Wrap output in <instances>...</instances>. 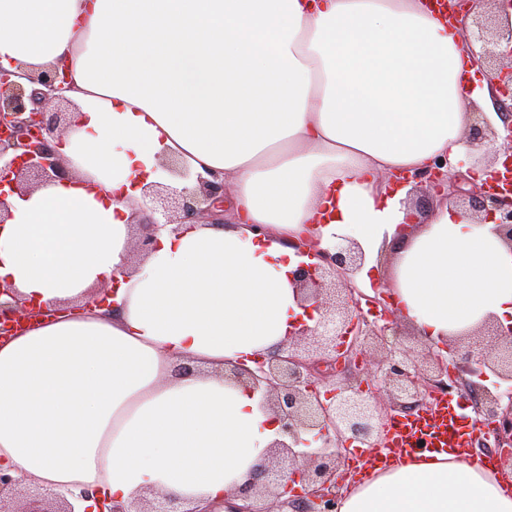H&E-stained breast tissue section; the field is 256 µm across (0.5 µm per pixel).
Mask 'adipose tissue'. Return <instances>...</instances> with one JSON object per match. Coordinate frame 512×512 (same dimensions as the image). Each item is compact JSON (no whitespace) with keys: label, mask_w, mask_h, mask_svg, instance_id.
<instances>
[{"label":"adipose tissue","mask_w":512,"mask_h":512,"mask_svg":"<svg viewBox=\"0 0 512 512\" xmlns=\"http://www.w3.org/2000/svg\"><path fill=\"white\" fill-rule=\"evenodd\" d=\"M65 64L71 179L10 197L0 284L44 317L0 345V466L76 512L149 491L222 512L275 439L224 365L300 312L293 241H400L390 287L427 345L512 323V249L439 204L407 234L390 180L458 162L490 98L460 30L425 0H0V65ZM230 185L223 224H171L141 271L133 204L161 154ZM192 359L201 373L172 367ZM86 489L98 499H82ZM340 512H512L494 472L437 454L355 487Z\"/></svg>","instance_id":"adipose-tissue-1"}]
</instances>
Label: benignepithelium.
I'll use <instances>...</instances> for the list:
<instances>
[{
  "instance_id": "benign-epithelium-1",
  "label": "benign epithelium",
  "mask_w": 512,
  "mask_h": 512,
  "mask_svg": "<svg viewBox=\"0 0 512 512\" xmlns=\"http://www.w3.org/2000/svg\"><path fill=\"white\" fill-rule=\"evenodd\" d=\"M489 1L492 10L482 12L477 5ZM464 27L468 45L480 43L473 53L476 63L489 76L494 88L492 97L501 103L512 99V22L505 18L512 10V0H445L443 6L454 10ZM40 88L26 92L16 80V72L0 66V224L12 218L7 193L24 196L47 182L63 180L69 171L58 153L50 146L54 134L43 105L69 102L66 74L50 69L29 77ZM469 142L473 145L502 142L512 157V124L495 129L482 112L473 113L469 125ZM472 168L460 161L453 166L446 159H436L428 169L411 175H396L397 181L413 179L425 184L426 190L444 192L453 203L465 200L472 216L479 222L495 224L494 232L512 249V168L510 177L496 172L482 185L470 178ZM198 188L177 189L162 183L149 184L135 202L139 210L149 209L166 224L173 217L198 218L201 222L224 223V183L218 175L212 179L197 178ZM159 220V221H161ZM158 220L142 225L144 243H154ZM297 254L312 262H301L293 272L297 300L314 326L296 322L288 340L249 361L238 360L224 365V378L232 380L259 395L263 408L271 411L279 426V438L269 443L261 454L262 462L254 470L251 481L234 487L237 503L230 512H284L294 507L289 492L295 485L322 507V512H335L337 489L342 486L344 450L353 439L366 448H383L387 433L382 423L377 399L342 385L321 396L318 381L336 371V357L343 346L354 351L367 337H383L396 329L395 311L388 310L386 295L363 294L355 285L356 275L363 269L366 256L353 239L346 237L335 251L314 252L303 245ZM382 306L380 320L369 322L362 316V304ZM41 316L40 310L18 301H0V320L8 324H24ZM448 347L464 348L459 358L447 360L439 352L428 349V371L409 358L404 351H391L377 362L382 373L381 388L386 392L391 410L402 411L409 401L426 396L434 385L462 381L479 396L478 429H488L496 438L512 439V396L507 405L501 395L484 385L489 376L512 382V326L501 325L494 317L485 318L473 331L448 338ZM319 447H310V441ZM279 504V510L261 508L263 493ZM48 493L55 507L43 508L39 498ZM0 512H74L67 499L40 486L23 490L18 481L0 468ZM108 512H179L170 506L160 492L153 500H142L130 511L115 505Z\"/></svg>"
}]
</instances>
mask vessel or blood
<instances>
[{
	"mask_svg": "<svg viewBox=\"0 0 512 512\" xmlns=\"http://www.w3.org/2000/svg\"><path fill=\"white\" fill-rule=\"evenodd\" d=\"M460 406V399L452 396L448 401L437 404L427 415L392 422L388 427L390 450L376 454L371 462L362 464L361 472L383 470L416 459L418 452L414 446V437L422 429L431 431L436 447L443 453H465L475 425L463 421L459 413Z\"/></svg>",
	"mask_w": 512,
	"mask_h": 512,
	"instance_id": "vessel-or-blood-1",
	"label": "vessel or blood"
}]
</instances>
